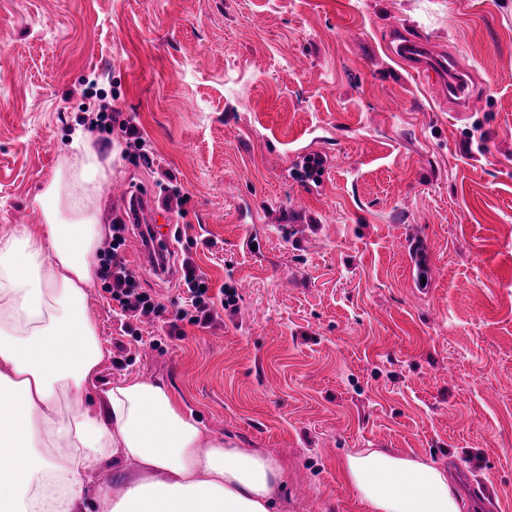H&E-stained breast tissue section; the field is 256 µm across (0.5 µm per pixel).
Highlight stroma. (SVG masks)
<instances>
[{
  "label": "stroma",
  "instance_id": "35a3bbf8",
  "mask_svg": "<svg viewBox=\"0 0 512 512\" xmlns=\"http://www.w3.org/2000/svg\"><path fill=\"white\" fill-rule=\"evenodd\" d=\"M408 39L455 61L469 108L394 56ZM105 101L153 162L91 131L103 223L113 184L171 173L175 255L238 301L172 334L181 291L136 265L163 309L134 337L95 283L111 355L71 404L164 385L281 462L277 512H364L338 467L360 448L466 460L512 512V0H0V225L40 223L32 198ZM301 153L324 160L314 187ZM132 475L98 464L88 512Z\"/></svg>",
  "mask_w": 512,
  "mask_h": 512
}]
</instances>
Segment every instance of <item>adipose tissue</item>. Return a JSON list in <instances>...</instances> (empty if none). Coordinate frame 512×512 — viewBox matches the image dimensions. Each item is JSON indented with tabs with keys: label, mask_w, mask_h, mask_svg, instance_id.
Instances as JSON below:
<instances>
[{
	"label": "adipose tissue",
	"mask_w": 512,
	"mask_h": 512,
	"mask_svg": "<svg viewBox=\"0 0 512 512\" xmlns=\"http://www.w3.org/2000/svg\"><path fill=\"white\" fill-rule=\"evenodd\" d=\"M32 207L41 222L0 232V512L44 502L87 512L85 479L97 463L136 467L125 494L101 493L102 512H272L284 486L271 456L205 434L166 387H112L102 408L73 409L109 352L86 311L105 230L97 192L112 176L82 132ZM366 512H464L446 469L419 457L363 448L339 464Z\"/></svg>",
	"instance_id": "adipose-tissue-1"
}]
</instances>
